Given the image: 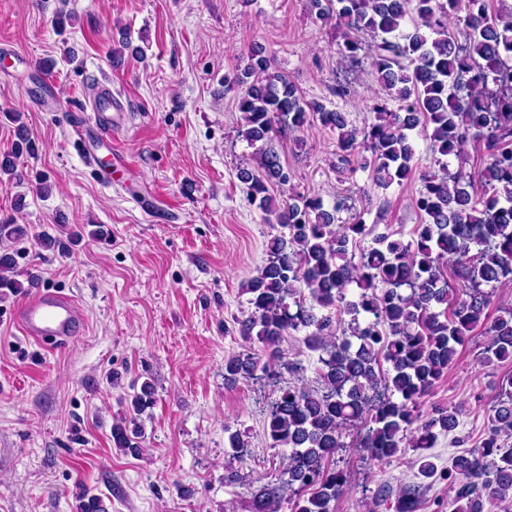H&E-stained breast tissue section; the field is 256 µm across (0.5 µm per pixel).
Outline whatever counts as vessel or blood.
I'll return each instance as SVG.
<instances>
[{
    "instance_id": "1",
    "label": "vessel or blood",
    "mask_w": 512,
    "mask_h": 512,
    "mask_svg": "<svg viewBox=\"0 0 512 512\" xmlns=\"http://www.w3.org/2000/svg\"><path fill=\"white\" fill-rule=\"evenodd\" d=\"M107 101L112 106L111 112L99 108L77 116L73 131L78 140H86L93 134L106 144H113L125 114L118 97L108 96ZM15 321L21 334L35 342L47 338L69 341L85 324L84 311L74 297L54 288L39 289L23 302L15 312Z\"/></svg>"
}]
</instances>
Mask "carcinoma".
Here are the masks:
<instances>
[{"label":"carcinoma","mask_w":512,"mask_h":512,"mask_svg":"<svg viewBox=\"0 0 512 512\" xmlns=\"http://www.w3.org/2000/svg\"><path fill=\"white\" fill-rule=\"evenodd\" d=\"M321 20H335L342 57L360 63L362 37L378 84L398 101L397 110L379 97L374 120L361 129L345 113L305 102L296 86L274 70L261 47L247 64L224 74L225 91L245 88L238 99L245 140L256 149L257 166L242 168L239 180L269 223L288 230L268 245L269 259L246 284L251 315L239 333L255 336L275 355L289 331L309 329L307 340L320 351L324 390L288 386L272 404L265 434L274 448L289 450L286 485L292 512H335L349 477L329 465L352 427L363 431L359 447L379 463L402 445L426 450L437 435L455 432L461 405L432 407L421 418L418 401L452 367L458 348L476 330L488 337L484 363L512 360V307L490 314L493 291L512 285V4L508 0H309ZM465 12V40L448 25L451 13ZM315 122L337 133L340 163L362 158L381 186L414 177L412 132H427L437 155L436 170L419 173L414 198L420 223L411 241L375 233L357 220L337 223L345 202L327 209L318 197L301 203L278 200L269 186L286 185L288 169L273 137L299 132ZM14 150L0 156V174H13L35 142L18 132ZM479 149L480 165L450 168L448 157ZM368 156H363V153ZM26 227L0 221V295L19 292L14 278L18 251L12 244ZM371 245L360 247L367 237ZM335 309L349 317L337 332ZM269 378L277 371L249 354L224 361V379ZM480 446L452 456L438 467L431 455L418 459V474L439 477L455 489L451 512H486L485 505L512 497V376L501 383ZM153 404L146 382L132 401L139 413ZM115 447L137 452L122 422L112 424ZM424 486L402 489L392 512H420ZM253 512H280V488L258 490Z\"/></svg>","instance_id":"cac0c4a2"}]
</instances>
